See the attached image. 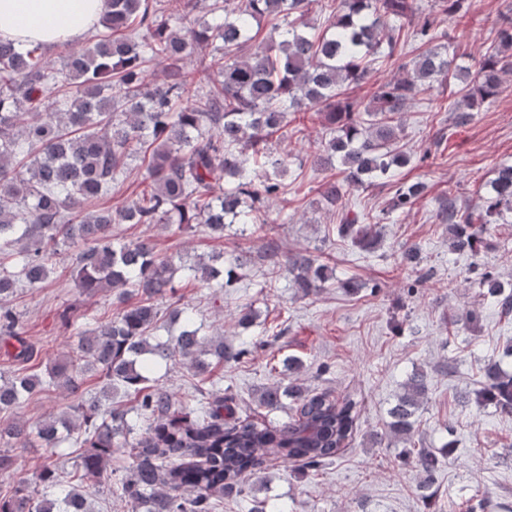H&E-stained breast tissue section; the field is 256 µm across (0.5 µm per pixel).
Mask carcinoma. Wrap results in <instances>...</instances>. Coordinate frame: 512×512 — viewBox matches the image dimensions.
Returning <instances> with one entry per match:
<instances>
[{"label": "carcinoma", "mask_w": 512, "mask_h": 512, "mask_svg": "<svg viewBox=\"0 0 512 512\" xmlns=\"http://www.w3.org/2000/svg\"><path fill=\"white\" fill-rule=\"evenodd\" d=\"M207 5L196 14L200 2ZM470 15L468 0H106L88 45L59 47L60 63L46 46L19 50L0 39V340L20 345L21 367L0 378V413L47 387L77 398L70 411L35 422L0 421V442L12 448H47L35 476L14 477V458L0 454V476L13 478L0 493V512H91L84 485L112 484V459L127 457L120 496L131 512H214L224 496L247 495L250 481L274 460L318 468L351 444L357 402H338L327 391L300 384L262 390L258 404L269 411L288 397L295 415L277 426L238 416L234 398L221 389L180 400L154 378L159 361H184L198 375L236 360L246 349L207 339L193 308L176 305L181 322L173 340L152 330L160 310L153 303L173 288L176 266L141 238L115 245L118 224L204 228L224 238L229 224L263 232L270 206L284 197L288 156L272 152V140L288 126L303 133L322 129L320 148L306 157L313 167L338 164L342 178L319 189L327 209L342 208L337 232L361 248L375 243L370 225L404 212L428 185L399 177L410 163L400 146L402 116L434 84L454 85L453 125L465 127L497 100L503 76L512 72V4L503 14L498 43L475 74L458 63L457 46L445 45L439 17L459 24ZM267 20L273 35L252 44V30ZM420 43L408 56V38ZM398 64V75L379 84L367 103L347 90L368 80L370 65ZM165 64L167 80L148 81V64ZM139 161L129 201L101 204ZM396 184L383 216L346 209L347 193ZM512 215V164H502L477 193L461 204L448 190L436 213L448 226L451 248L477 254L489 246L487 224ZM62 247L77 249L72 275L88 294L119 290L122 313L76 329L74 355L55 359L46 373L28 371L35 357L25 324L8 304L24 288H37L52 273L49 261ZM307 296L332 271L307 251L266 256ZM243 262L224 254L181 265L209 288L238 277ZM501 315H512V284L487 272L471 281ZM97 377L99 391L84 397V377ZM137 402V418L112 404L117 392ZM428 391L427 375L411 374L391 408V430L407 439ZM477 405L488 402L512 415V373L495 358L484 361ZM84 452L68 480L57 473L55 449L70 437ZM445 454L415 452L428 481L443 468Z\"/></svg>", "instance_id": "1"}]
</instances>
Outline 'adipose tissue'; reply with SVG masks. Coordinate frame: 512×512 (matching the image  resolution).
<instances>
[{"label":"adipose tissue","instance_id":"1","mask_svg":"<svg viewBox=\"0 0 512 512\" xmlns=\"http://www.w3.org/2000/svg\"><path fill=\"white\" fill-rule=\"evenodd\" d=\"M105 0H0V38L17 48L53 44L84 33L101 15Z\"/></svg>","mask_w":512,"mask_h":512}]
</instances>
